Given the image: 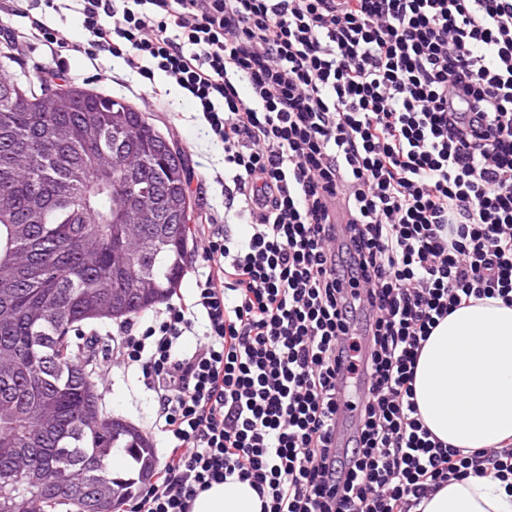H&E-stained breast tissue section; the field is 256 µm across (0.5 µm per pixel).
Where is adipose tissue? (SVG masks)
Masks as SVG:
<instances>
[{"label": "adipose tissue", "mask_w": 512, "mask_h": 512, "mask_svg": "<svg viewBox=\"0 0 512 512\" xmlns=\"http://www.w3.org/2000/svg\"><path fill=\"white\" fill-rule=\"evenodd\" d=\"M415 394L424 425L445 444L478 451L512 440V306L483 299L440 321L418 361ZM247 482L215 484L191 512H261ZM421 512H512L493 475L454 481Z\"/></svg>", "instance_id": "1"}]
</instances>
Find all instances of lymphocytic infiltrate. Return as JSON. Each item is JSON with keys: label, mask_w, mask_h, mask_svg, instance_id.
<instances>
[{"label": "lymphocytic infiltrate", "mask_w": 512, "mask_h": 512, "mask_svg": "<svg viewBox=\"0 0 512 512\" xmlns=\"http://www.w3.org/2000/svg\"><path fill=\"white\" fill-rule=\"evenodd\" d=\"M77 2L78 35L42 20L65 0L0 15L51 58L107 53L185 90L247 220L201 225L191 293L111 330L165 439L134 512L234 480L264 512H412L490 471L512 493V443L443 444L414 390L441 320L512 304V0ZM340 361L356 425L338 447Z\"/></svg>", "instance_id": "obj_1"}]
</instances>
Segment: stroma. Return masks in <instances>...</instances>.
<instances>
[{
  "instance_id": "obj_1",
  "label": "stroma",
  "mask_w": 512,
  "mask_h": 512,
  "mask_svg": "<svg viewBox=\"0 0 512 512\" xmlns=\"http://www.w3.org/2000/svg\"><path fill=\"white\" fill-rule=\"evenodd\" d=\"M67 85L89 90L114 99L127 101L144 112L148 121L180 153L188 172V194L193 216L200 223H223L224 190L212 180L213 172L224 165V150L211 142L201 124L196 106L163 73L153 80L130 76L123 59L101 56L90 61L82 57L70 59ZM156 87L166 104L155 108L140 96L141 91ZM109 390L102 396L104 413L122 417L139 428H146L155 416L154 394L149 391L136 369H112L108 375Z\"/></svg>"
}]
</instances>
